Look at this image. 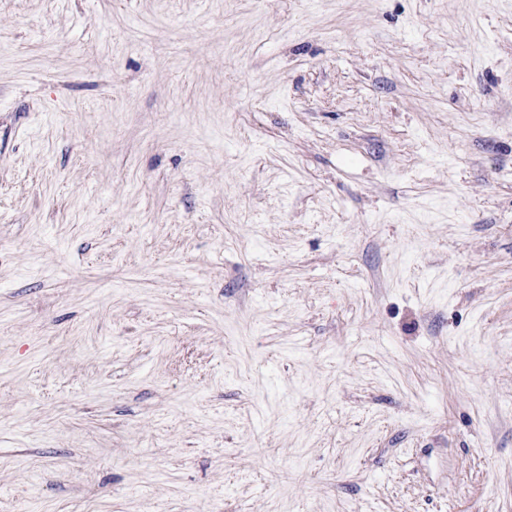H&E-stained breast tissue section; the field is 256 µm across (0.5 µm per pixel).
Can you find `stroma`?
Wrapping results in <instances>:
<instances>
[{
	"mask_svg": "<svg viewBox=\"0 0 512 512\" xmlns=\"http://www.w3.org/2000/svg\"><path fill=\"white\" fill-rule=\"evenodd\" d=\"M0 512H512V0H0Z\"/></svg>",
	"mask_w": 512,
	"mask_h": 512,
	"instance_id": "obj_1",
	"label": "stroma"
}]
</instances>
